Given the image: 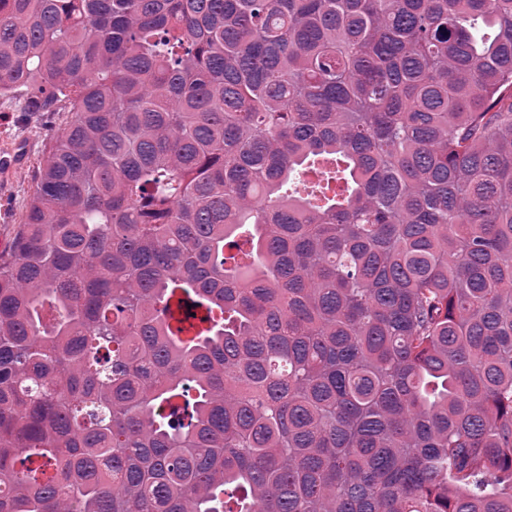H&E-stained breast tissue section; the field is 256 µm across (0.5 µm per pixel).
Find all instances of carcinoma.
<instances>
[{
	"label": "carcinoma",
	"mask_w": 512,
	"mask_h": 512,
	"mask_svg": "<svg viewBox=\"0 0 512 512\" xmlns=\"http://www.w3.org/2000/svg\"><path fill=\"white\" fill-rule=\"evenodd\" d=\"M5 94L0 512H512V0H0ZM66 121V111L23 112L16 96H0V154L21 153L16 166L0 172V252L13 240L21 223L50 132Z\"/></svg>",
	"instance_id": "obj_1"
}]
</instances>
